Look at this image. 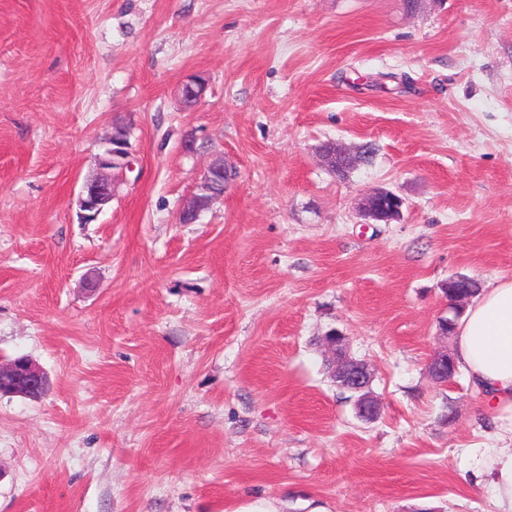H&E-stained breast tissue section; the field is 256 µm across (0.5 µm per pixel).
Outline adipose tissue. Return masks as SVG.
Listing matches in <instances>:
<instances>
[{
    "instance_id": "obj_1",
    "label": "adipose tissue",
    "mask_w": 512,
    "mask_h": 512,
    "mask_svg": "<svg viewBox=\"0 0 512 512\" xmlns=\"http://www.w3.org/2000/svg\"><path fill=\"white\" fill-rule=\"evenodd\" d=\"M455 361L502 415L512 418V279L485 289L455 329ZM501 512H512V447L496 449L488 469Z\"/></svg>"
}]
</instances>
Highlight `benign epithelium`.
<instances>
[{
	"mask_svg": "<svg viewBox=\"0 0 512 512\" xmlns=\"http://www.w3.org/2000/svg\"><path fill=\"white\" fill-rule=\"evenodd\" d=\"M205 91V82L200 77L191 79L182 87V97L199 100ZM130 146L117 141L97 158L99 172L87 176L78 195L79 218L81 223L90 224L97 220L104 208L116 195L118 182L114 172L128 167ZM403 200L391 191H377L367 195L361 205V216L368 220L388 222L399 215ZM332 355L331 371L336 384L358 394L355 402L356 415L363 421H374L381 415V404L370 391L371 373L368 367L347 354L345 337L333 330L324 337ZM454 368L453 357L448 351L438 353L429 365V371L439 383L448 382V370ZM46 374L25 356L6 362L0 361V395L40 399L49 390Z\"/></svg>",
	"mask_w": 512,
	"mask_h": 512,
	"instance_id": "obj_1",
	"label": "benign epithelium"
}]
</instances>
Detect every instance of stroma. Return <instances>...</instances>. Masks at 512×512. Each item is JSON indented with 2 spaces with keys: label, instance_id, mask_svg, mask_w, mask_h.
<instances>
[{
  "label": "stroma",
  "instance_id": "obj_1",
  "mask_svg": "<svg viewBox=\"0 0 512 512\" xmlns=\"http://www.w3.org/2000/svg\"><path fill=\"white\" fill-rule=\"evenodd\" d=\"M118 120L130 165L80 223ZM457 276L512 279V0H0V360L51 381L0 397V512H496L500 422L428 372ZM403 205V200L400 196L391 191H377L368 194L361 205V216L368 221L376 223H387L389 220L399 215ZM379 206L386 212L385 215L381 213ZM325 336V344L332 355L331 373L338 386L358 394L356 415L363 421H374L381 415V404L370 391L371 373L368 367L347 354L345 337L338 330Z\"/></svg>",
  "mask_w": 512,
  "mask_h": 512
}]
</instances>
